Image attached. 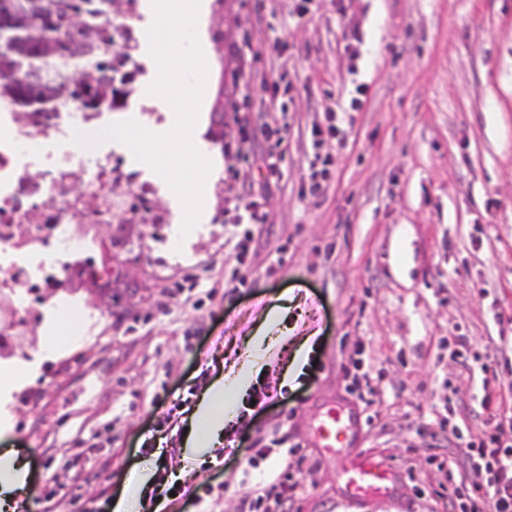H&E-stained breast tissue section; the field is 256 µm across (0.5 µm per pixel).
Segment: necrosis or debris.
<instances>
[{
	"label": "necrosis or debris",
	"instance_id": "1",
	"mask_svg": "<svg viewBox=\"0 0 512 512\" xmlns=\"http://www.w3.org/2000/svg\"><path fill=\"white\" fill-rule=\"evenodd\" d=\"M112 97L104 95L98 111L60 99L52 121L19 112L0 113V339L15 333V317L28 298L15 287L18 278L49 284L58 275V257L75 260L84 245L69 236L71 224H108L113 213L131 214L138 197L152 194V183L119 193L111 153L92 162L79 161L74 132L93 133L111 112Z\"/></svg>",
	"mask_w": 512,
	"mask_h": 512
}]
</instances>
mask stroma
<instances>
[{
  "instance_id": "1",
  "label": "stroma",
  "mask_w": 512,
  "mask_h": 512,
  "mask_svg": "<svg viewBox=\"0 0 512 512\" xmlns=\"http://www.w3.org/2000/svg\"><path fill=\"white\" fill-rule=\"evenodd\" d=\"M209 62L194 132L213 163L201 219L172 235L182 207L162 178L116 141L126 189L155 186L162 224L103 227L84 270L54 287L23 284L29 306L0 377V451L26 464L12 512H110L130 474L158 466L190 493L141 494L140 512H238L265 476L297 466L290 512H455L447 469L430 464L419 430L451 422L480 434V373H461L454 339L469 336L492 369L512 365V0H203ZM135 24L143 73L108 122L168 131L171 108L146 90L156 77ZM290 102L281 173L247 257L230 245L233 206L265 169L261 136L240 142L253 164L227 176L222 130L235 112L268 121L272 80ZM224 122L216 124L215 107ZM336 111L335 164L318 195L304 185L314 128ZM285 249L275 274L265 267ZM245 283L226 288L232 274ZM275 336L252 390L219 443L187 438L206 389ZM331 403L360 419L355 447L396 472L385 500L350 501L338 477L346 448H319L313 425ZM163 451L144 448L149 438ZM267 457H260V450Z\"/></svg>"
}]
</instances>
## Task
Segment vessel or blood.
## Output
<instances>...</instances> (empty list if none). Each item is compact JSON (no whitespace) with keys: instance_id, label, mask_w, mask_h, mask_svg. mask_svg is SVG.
<instances>
[{"instance_id":"vessel-or-blood-1","label":"vessel or blood","mask_w":512,"mask_h":512,"mask_svg":"<svg viewBox=\"0 0 512 512\" xmlns=\"http://www.w3.org/2000/svg\"><path fill=\"white\" fill-rule=\"evenodd\" d=\"M356 424L355 417L344 410L329 408L316 425L320 447L332 449L349 439ZM339 476L351 500L368 502L384 499L393 492L394 471L363 450H355L351 460L342 466Z\"/></svg>"}]
</instances>
